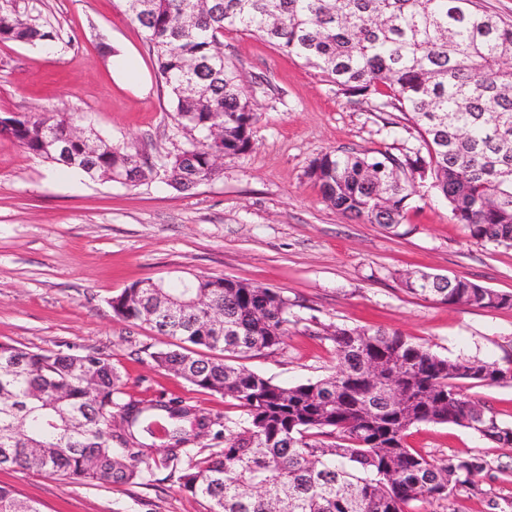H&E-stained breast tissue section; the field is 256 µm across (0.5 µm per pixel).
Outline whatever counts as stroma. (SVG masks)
Segmentation results:
<instances>
[{
    "mask_svg": "<svg viewBox=\"0 0 512 512\" xmlns=\"http://www.w3.org/2000/svg\"><path fill=\"white\" fill-rule=\"evenodd\" d=\"M0 10L36 17L60 34L56 46L0 42V116L67 112L116 145L153 158L186 140L141 30L121 0H0ZM137 57L147 89L112 77V50ZM259 113L253 147L187 192L164 174L135 187L53 165L0 138V342L63 352L97 350L120 370L135 400H175L216 414L224 397L154 367L167 343L147 325L114 315L113 296L132 283L196 275L272 288L294 303L279 351L245 359L281 384L315 381L335 365L334 326L400 331L456 358L512 361V308L447 305L406 291L407 273L465 278L512 293V248L472 239L430 181L417 184L403 224L384 228L329 206L306 177L330 151L395 156L422 145L406 120L391 122L370 101L346 98L318 69L255 34L224 32ZM409 448L440 459L478 454L488 463L477 491L455 492L447 512H512V448L449 424H420ZM41 512H205L160 466L143 483L69 484L32 471H0Z\"/></svg>",
    "mask_w": 512,
    "mask_h": 512,
    "instance_id": "stroma-1",
    "label": "stroma"
}]
</instances>
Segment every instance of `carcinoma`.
<instances>
[{"label":"carcinoma","mask_w":512,"mask_h":512,"mask_svg":"<svg viewBox=\"0 0 512 512\" xmlns=\"http://www.w3.org/2000/svg\"><path fill=\"white\" fill-rule=\"evenodd\" d=\"M156 57L188 146L162 164L168 185L190 191L217 177L212 157L252 149L257 121L238 68L224 55L229 27L259 35L318 68L342 95L371 97L377 112H399L424 150L401 158L326 152L307 170L324 200L372 224L403 223L416 177L428 176L471 238L512 248V23L476 0H150L125 7ZM57 31L0 13V41L54 43ZM0 136L51 164L91 178L126 169L129 187L155 172L149 156L95 134L70 138L73 116L36 112L9 118ZM62 151L46 147V139ZM408 292L442 304L512 308V294L467 279L409 273ZM203 297L173 318L170 298ZM114 314L144 323L168 347L154 364L224 396L239 416L196 415L176 401L124 397L112 358L0 343V469L44 473L76 484H137L152 470L138 432L168 420L164 466L207 512H423L415 504L476 490L479 455L430 460L407 448L422 423L454 424L512 446V427L471 400L462 383L512 382V362L442 357L401 332L336 326V368L283 386L238 358L272 354L283 344L294 303L272 288L230 277L197 276L192 287H133L111 299ZM125 423L121 446L109 430ZM81 418L74 422V416ZM198 428L217 426L224 447L196 449ZM0 512H41L0 486Z\"/></svg>","instance_id":"1"}]
</instances>
